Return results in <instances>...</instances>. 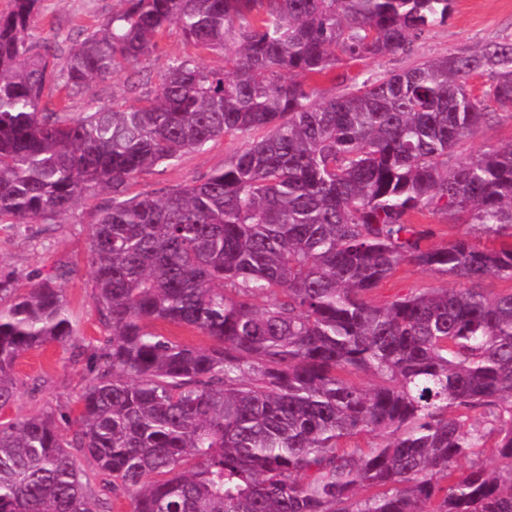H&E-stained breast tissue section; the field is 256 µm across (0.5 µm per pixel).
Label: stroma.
<instances>
[{
    "label": "stroma",
    "mask_w": 512,
    "mask_h": 512,
    "mask_svg": "<svg viewBox=\"0 0 512 512\" xmlns=\"http://www.w3.org/2000/svg\"><path fill=\"white\" fill-rule=\"evenodd\" d=\"M120 0H40L31 34L35 39L55 43L60 53L82 39L84 31L98 29L121 9ZM512 42V0H453L447 22L432 27L416 40L407 53L379 58L344 60L335 72L314 77L311 85L316 102L345 93L341 74L358 80L378 79L390 72L411 67L422 60L448 56L463 48ZM178 26H170L158 42L155 53L137 66H126L97 81L94 93L105 102L135 104L129 78L134 70L159 74L172 57L188 53ZM245 141L224 136L203 149L144 172L133 189L162 196L166 190L191 182L223 167ZM109 200L107 192L87 193L66 214L43 223L0 224V275L16 280L25 289L41 279L53 278L66 299L70 318L84 344L100 345L108 331L94 301L91 269V234L98 210ZM458 279L404 264L384 280L371 295L383 305L415 288L459 287ZM19 390L9 416H29L77 408L79 398L92 380L85 361L74 359L70 347L48 343L22 356L15 367Z\"/></svg>",
    "instance_id": "35a3bbf8"
}]
</instances>
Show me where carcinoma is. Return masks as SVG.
Segmentation results:
<instances>
[{
  "mask_svg": "<svg viewBox=\"0 0 512 512\" xmlns=\"http://www.w3.org/2000/svg\"><path fill=\"white\" fill-rule=\"evenodd\" d=\"M123 2L62 64L31 37L39 0L0 14V223L112 192L92 232L109 328L96 351L76 343L52 279L19 295L0 278V409L17 360L47 342L95 374L76 412L0 420V512H109L91 471L131 512H512V292L478 288L512 280V142L448 164L495 117L487 101L512 110V43L318 104L308 78L341 54L408 51L452 0ZM173 23L224 69L173 57L138 104L101 102L93 83L150 57ZM486 73L478 97L470 80ZM58 85L86 111L53 107ZM224 135L246 143L223 168L128 195ZM430 207L468 231L425 245L411 216ZM403 264L467 287L374 304Z\"/></svg>",
  "mask_w": 512,
  "mask_h": 512,
  "instance_id": "carcinoma-1",
  "label": "carcinoma"
}]
</instances>
